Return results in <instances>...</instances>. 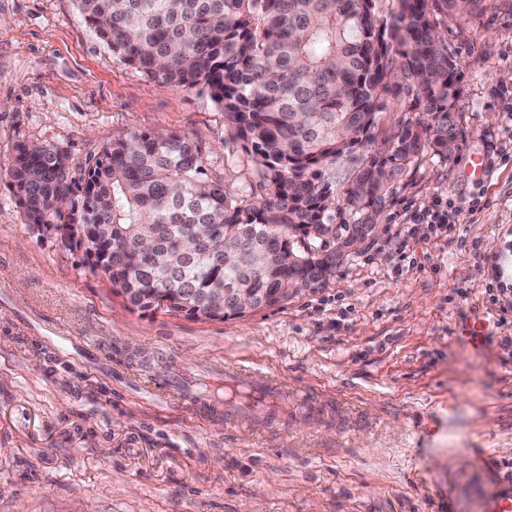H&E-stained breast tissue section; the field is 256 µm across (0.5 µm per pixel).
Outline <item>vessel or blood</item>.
Returning a JSON list of instances; mask_svg holds the SVG:
<instances>
[{
    "label": "vessel or blood",
    "instance_id": "b4317fda",
    "mask_svg": "<svg viewBox=\"0 0 512 512\" xmlns=\"http://www.w3.org/2000/svg\"><path fill=\"white\" fill-rule=\"evenodd\" d=\"M148 384L157 392L178 400L194 414L207 412L214 405L210 392L181 388L167 371L150 376ZM224 387L230 392L224 400V418L232 425L262 428L287 418L292 411L310 416L324 414L328 405L324 398H291L275 376L236 363L225 364Z\"/></svg>",
    "mask_w": 512,
    "mask_h": 512
}]
</instances>
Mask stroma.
Segmentation results:
<instances>
[{"instance_id": "stroma-1", "label": "stroma", "mask_w": 512, "mask_h": 512, "mask_svg": "<svg viewBox=\"0 0 512 512\" xmlns=\"http://www.w3.org/2000/svg\"><path fill=\"white\" fill-rule=\"evenodd\" d=\"M438 30L461 69L456 154L397 176L386 231L321 287L193 320L131 309L30 224L16 148L61 150L77 187L112 141L178 132L246 198L261 193L250 150L207 92L117 59L75 0H0V512H482L512 495V0ZM439 197L457 223H414ZM474 319L492 323L479 349L457 334ZM222 361L338 408L229 427L136 380Z\"/></svg>"}]
</instances>
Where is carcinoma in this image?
<instances>
[{
  "label": "carcinoma",
  "mask_w": 512,
  "mask_h": 512,
  "mask_svg": "<svg viewBox=\"0 0 512 512\" xmlns=\"http://www.w3.org/2000/svg\"><path fill=\"white\" fill-rule=\"evenodd\" d=\"M124 63L175 89L207 90L251 146L264 193L250 201L204 176L177 133L112 141L71 199L64 153L17 146L12 185L30 223L82 247L113 293L145 311L220 319L247 290L274 306L335 273L336 241L360 233L391 182L430 153L447 160L463 130L461 71L438 20L489 0H77ZM421 109L398 122L386 156L369 147L382 99ZM351 224L329 211L336 178ZM68 214H63V206ZM200 245L186 242L190 225Z\"/></svg>",
  "instance_id": "obj_1"
}]
</instances>
